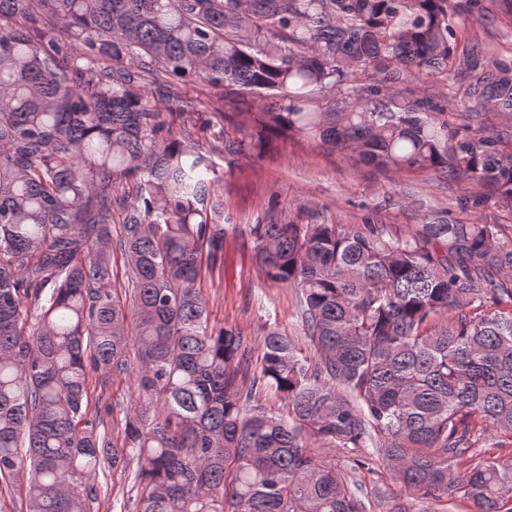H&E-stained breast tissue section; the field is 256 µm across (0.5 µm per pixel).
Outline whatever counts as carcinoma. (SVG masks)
<instances>
[{"label": "carcinoma", "mask_w": 512, "mask_h": 512, "mask_svg": "<svg viewBox=\"0 0 512 512\" xmlns=\"http://www.w3.org/2000/svg\"><path fill=\"white\" fill-rule=\"evenodd\" d=\"M451 0H0V478L28 467L26 512H93L100 469L137 462L136 512H359L310 440L379 452L407 486L512 498V237L437 219L249 228L267 279L298 289L314 354L276 326L260 367L209 327L197 288L227 238L216 153L275 135L364 165L449 171L512 200V159L448 138L429 84L454 64ZM190 85L207 88L190 98ZM512 112V75L469 88ZM267 100L202 141L201 109ZM131 303L112 288V244ZM35 323L27 327L30 309ZM138 351L163 412L113 448L88 418L89 369ZM272 392L288 418L255 400Z\"/></svg>", "instance_id": "cac0c4a2"}]
</instances>
